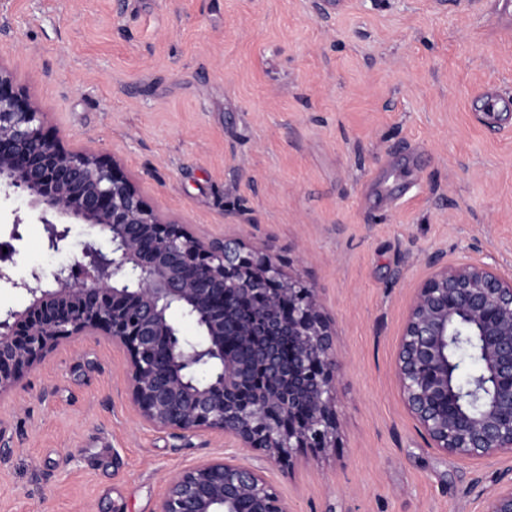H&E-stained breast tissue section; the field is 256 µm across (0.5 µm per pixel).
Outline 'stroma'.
Listing matches in <instances>:
<instances>
[{"mask_svg":"<svg viewBox=\"0 0 512 512\" xmlns=\"http://www.w3.org/2000/svg\"><path fill=\"white\" fill-rule=\"evenodd\" d=\"M0 62L152 207L312 284L342 363L335 447L282 469L155 430L123 349L65 340L0 397V512H155L170 476L224 455L266 465L290 512H482L512 455L429 448L394 361L431 259L512 274V122L482 112L512 99V0H0ZM18 218V280L102 243L75 224L54 252L1 192V238Z\"/></svg>","mask_w":512,"mask_h":512,"instance_id":"35a3bbf8","label":"stroma"}]
</instances>
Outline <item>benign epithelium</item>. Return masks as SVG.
Segmentation results:
<instances>
[{
	"label": "benign epithelium",
	"instance_id": "obj_1",
	"mask_svg": "<svg viewBox=\"0 0 512 512\" xmlns=\"http://www.w3.org/2000/svg\"><path fill=\"white\" fill-rule=\"evenodd\" d=\"M46 115L0 65V186L31 197L50 249L65 246L70 227L49 214L89 225L109 248L88 246L78 265L28 280L11 276L12 255L0 256V282L30 296L0 313V394L61 341L102 336L126 350L134 403L158 430L213 432L278 465L334 445L340 364L316 289L270 253L200 236L152 208L118 160L65 145ZM433 266L400 338L402 400L449 457L512 454V277L486 263ZM175 309L200 339L183 337ZM467 356L480 373L461 388ZM156 512L289 509L261 469L211 458L172 476ZM483 512H512V478Z\"/></svg>",
	"mask_w": 512,
	"mask_h": 512
}]
</instances>
